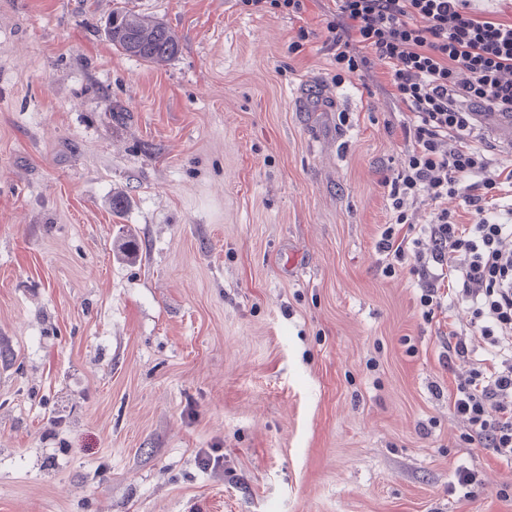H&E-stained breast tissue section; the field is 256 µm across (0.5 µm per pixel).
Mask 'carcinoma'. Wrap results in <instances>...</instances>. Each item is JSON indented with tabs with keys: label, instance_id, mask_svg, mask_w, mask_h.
Listing matches in <instances>:
<instances>
[{
	"label": "carcinoma",
	"instance_id": "cac0c4a2",
	"mask_svg": "<svg viewBox=\"0 0 512 512\" xmlns=\"http://www.w3.org/2000/svg\"><path fill=\"white\" fill-rule=\"evenodd\" d=\"M104 31L113 46L147 64L166 63L180 52L179 40L166 24L122 9L112 11Z\"/></svg>",
	"mask_w": 512,
	"mask_h": 512
}]
</instances>
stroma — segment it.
Returning a JSON list of instances; mask_svg holds the SVG:
<instances>
[{
	"instance_id": "35a3bbf8",
	"label": "stroma",
	"mask_w": 512,
	"mask_h": 512,
	"mask_svg": "<svg viewBox=\"0 0 512 512\" xmlns=\"http://www.w3.org/2000/svg\"><path fill=\"white\" fill-rule=\"evenodd\" d=\"M123 7L180 53L115 50ZM335 10L0 0V512H512L448 405L470 310L423 318L409 265L382 273L411 143L332 83Z\"/></svg>"
}]
</instances>
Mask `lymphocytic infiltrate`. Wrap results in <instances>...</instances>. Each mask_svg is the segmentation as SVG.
Segmentation results:
<instances>
[{
  "label": "lymphocytic infiltrate",
  "mask_w": 512,
  "mask_h": 512,
  "mask_svg": "<svg viewBox=\"0 0 512 512\" xmlns=\"http://www.w3.org/2000/svg\"><path fill=\"white\" fill-rule=\"evenodd\" d=\"M335 50V82L382 62L383 80L366 86L405 107L411 141L385 176L386 222L377 252L392 274L406 260L417 277L424 314L461 301L487 355L475 357L466 333L449 331L446 359H468L450 406L468 423L470 442L512 466V166L493 156L480 117L512 115V22L468 12L466 0H336L326 25ZM428 194L436 208L424 239L405 243L408 206ZM459 196L470 223L442 208Z\"/></svg>",
  "instance_id": "1"
}]
</instances>
